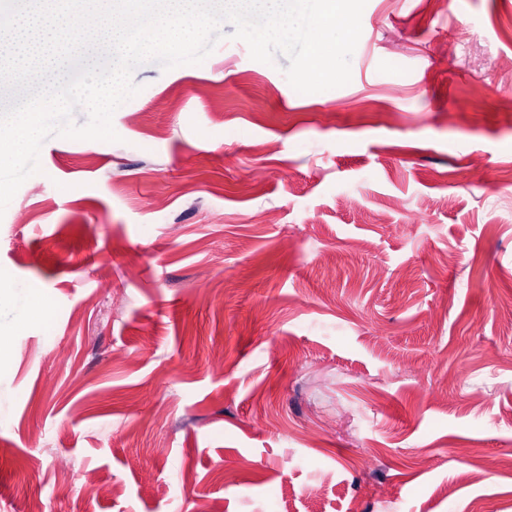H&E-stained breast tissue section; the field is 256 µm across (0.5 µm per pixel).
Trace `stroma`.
<instances>
[{
  "label": "stroma",
  "instance_id": "1",
  "mask_svg": "<svg viewBox=\"0 0 512 512\" xmlns=\"http://www.w3.org/2000/svg\"><path fill=\"white\" fill-rule=\"evenodd\" d=\"M511 28L367 0L300 94L226 23L118 141L48 138L0 216V512H512Z\"/></svg>",
  "mask_w": 512,
  "mask_h": 512
}]
</instances>
